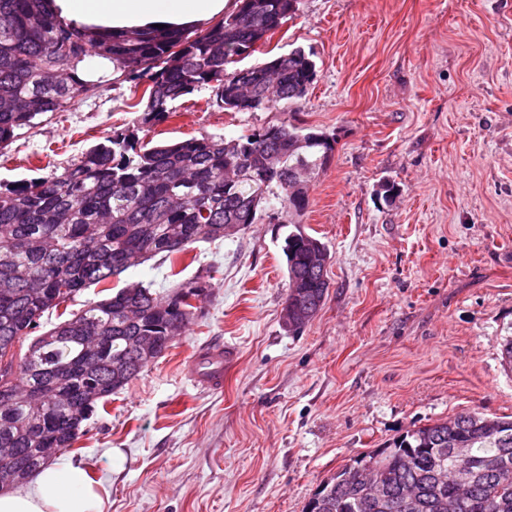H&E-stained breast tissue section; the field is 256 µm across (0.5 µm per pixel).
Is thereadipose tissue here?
Wrapping results in <instances>:
<instances>
[{
	"label": "adipose tissue",
	"mask_w": 512,
	"mask_h": 512,
	"mask_svg": "<svg viewBox=\"0 0 512 512\" xmlns=\"http://www.w3.org/2000/svg\"><path fill=\"white\" fill-rule=\"evenodd\" d=\"M63 25L127 33L163 25L167 30L207 26L235 7L234 0H49ZM104 499L85 469L50 463L0 492V512H103Z\"/></svg>",
	"instance_id": "adipose-tissue-1"
}]
</instances>
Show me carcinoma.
I'll list each match as a JSON object with an SVG mask.
<instances>
[{
	"mask_svg": "<svg viewBox=\"0 0 512 512\" xmlns=\"http://www.w3.org/2000/svg\"><path fill=\"white\" fill-rule=\"evenodd\" d=\"M45 0H0V150L17 131L68 111L89 91L75 63L94 53L112 61L116 80L145 83L140 124L167 119L170 105L203 85L231 112L303 99L317 76L312 54L295 48L241 70L228 65L266 45L298 10V0H239L238 9L203 30L103 36L65 27ZM335 140L313 126L268 124L236 138H191L149 145L116 130L60 174L0 184V470L32 475L44 450L66 449L97 403L120 393L182 335L212 277L166 293L132 282L89 302L41 334L50 310L66 314L85 289L156 256L171 259L199 242L244 231L270 211L300 213L305 184L324 169ZM285 313L303 331L328 292L319 260L326 245L299 225L284 238ZM32 337L17 359L12 348ZM456 427L437 420L401 441L361 456L369 473L343 466L316 495L322 512H448L456 461L441 449H470L474 482L457 512H512V418L466 412ZM498 433H488L486 420ZM384 490L367 502L364 481ZM414 497L402 507L403 496Z\"/></svg>",
	"mask_w": 512,
	"mask_h": 512,
	"instance_id": "cac0c4a2",
	"label": "carcinoma"
}]
</instances>
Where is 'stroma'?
<instances>
[{"label":"stroma","mask_w":512,"mask_h":512,"mask_svg":"<svg viewBox=\"0 0 512 512\" xmlns=\"http://www.w3.org/2000/svg\"><path fill=\"white\" fill-rule=\"evenodd\" d=\"M270 46L312 53L301 102L228 112L206 86L151 135L316 127L335 150L308 208L151 259L71 305L132 281L213 277L185 333L60 454L98 483L106 512H304L342 466L409 430L464 411L512 416V0H299ZM144 91L107 79L20 130L0 182L63 171L136 126ZM290 222L331 255L324 304L297 335L282 318ZM215 344L229 359L209 392L184 364Z\"/></svg>","instance_id":"stroma-1"}]
</instances>
